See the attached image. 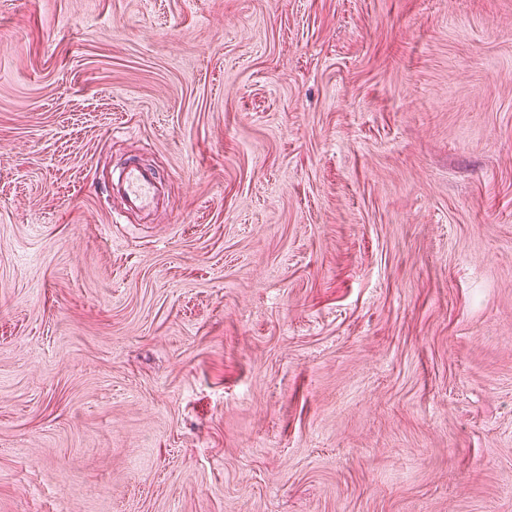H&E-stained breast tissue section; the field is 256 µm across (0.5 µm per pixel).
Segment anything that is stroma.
I'll return each mask as SVG.
<instances>
[{"mask_svg": "<svg viewBox=\"0 0 512 512\" xmlns=\"http://www.w3.org/2000/svg\"><path fill=\"white\" fill-rule=\"evenodd\" d=\"M0 512H512V0H0ZM162 179L157 172L138 162L126 163L118 184L112 182V191L122 192L127 211L150 209L156 199Z\"/></svg>", "mask_w": 512, "mask_h": 512, "instance_id": "35a3bbf8", "label": "stroma"}]
</instances>
